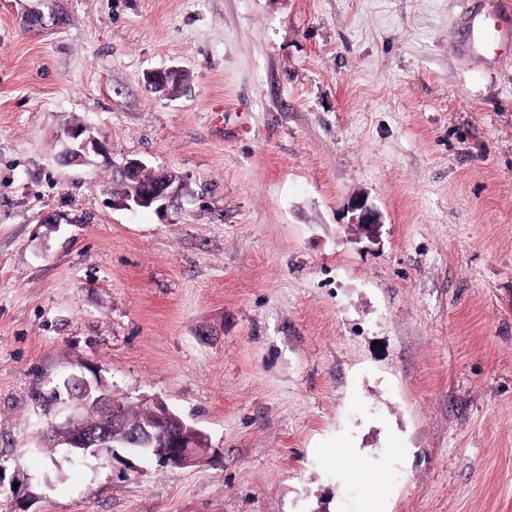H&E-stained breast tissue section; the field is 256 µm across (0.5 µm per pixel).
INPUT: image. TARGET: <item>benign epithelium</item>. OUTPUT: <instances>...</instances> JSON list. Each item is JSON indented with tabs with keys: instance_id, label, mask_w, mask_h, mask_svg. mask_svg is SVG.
Listing matches in <instances>:
<instances>
[{
	"instance_id": "obj_1",
	"label": "benign epithelium",
	"mask_w": 512,
	"mask_h": 512,
	"mask_svg": "<svg viewBox=\"0 0 512 512\" xmlns=\"http://www.w3.org/2000/svg\"><path fill=\"white\" fill-rule=\"evenodd\" d=\"M178 77V72L157 71L148 78L149 85L162 91ZM63 158L70 164L82 165L103 152L101 142L91 126L75 124L63 133ZM151 171L149 183L140 182L141 174ZM125 183L124 189L112 194L114 208L134 211L141 208L166 209L181 195L183 183L179 176L166 169L149 168L139 159H127L119 166ZM350 223L358 234L374 242L378 239L381 219L368 199L359 195L348 204ZM66 397L58 399L65 409L54 413L46 435L58 437V444L67 450L69 457L81 459L88 455L118 458L115 447H134V452L146 458L175 468L194 463L209 451L206 436L198 429L179 421L176 428L170 423L177 419L162 403H157L154 420L138 428L129 427L119 412V402L99 376L88 379L74 373L63 383Z\"/></svg>"
}]
</instances>
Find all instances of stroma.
<instances>
[{
  "label": "stroma",
  "instance_id": "35a3bbf8",
  "mask_svg": "<svg viewBox=\"0 0 512 512\" xmlns=\"http://www.w3.org/2000/svg\"><path fill=\"white\" fill-rule=\"evenodd\" d=\"M464 12L0 0V512H512V54ZM127 158L173 206H107ZM86 368L208 454L70 462L41 398ZM63 158L70 164H87L93 155L103 152L101 142L94 135L91 126L75 124L67 127L63 133ZM348 212L352 214L349 224L356 227L360 236L372 242L378 239L381 227L380 215L365 196L359 195L352 198L348 204Z\"/></svg>",
  "mask_w": 512,
  "mask_h": 512
}]
</instances>
